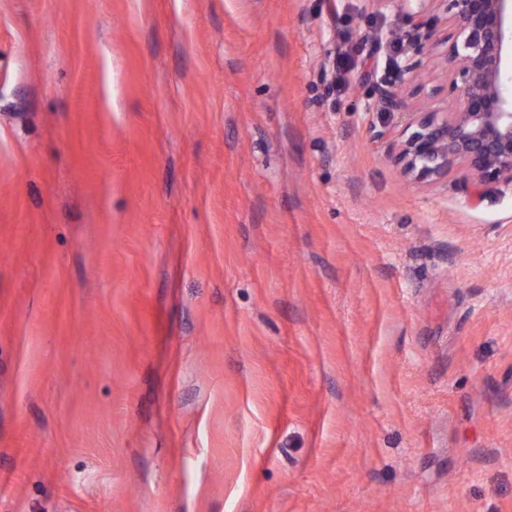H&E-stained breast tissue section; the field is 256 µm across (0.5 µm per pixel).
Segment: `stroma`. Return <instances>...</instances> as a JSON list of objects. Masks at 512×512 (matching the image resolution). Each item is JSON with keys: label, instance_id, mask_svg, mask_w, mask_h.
I'll return each mask as SVG.
<instances>
[{"label": "stroma", "instance_id": "stroma-1", "mask_svg": "<svg viewBox=\"0 0 512 512\" xmlns=\"http://www.w3.org/2000/svg\"><path fill=\"white\" fill-rule=\"evenodd\" d=\"M410 39L0 0V512H512V185L396 166Z\"/></svg>", "mask_w": 512, "mask_h": 512}]
</instances>
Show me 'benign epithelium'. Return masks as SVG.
<instances>
[{
  "label": "benign epithelium",
  "instance_id": "1",
  "mask_svg": "<svg viewBox=\"0 0 512 512\" xmlns=\"http://www.w3.org/2000/svg\"><path fill=\"white\" fill-rule=\"evenodd\" d=\"M414 34L416 55H439L448 66L446 94L434 87L431 103L385 93L405 116L395 162L408 178L433 184L460 168L472 180L471 196L483 187L512 183V0H432L439 13L424 20L425 0H401Z\"/></svg>",
  "mask_w": 512,
  "mask_h": 512
}]
</instances>
